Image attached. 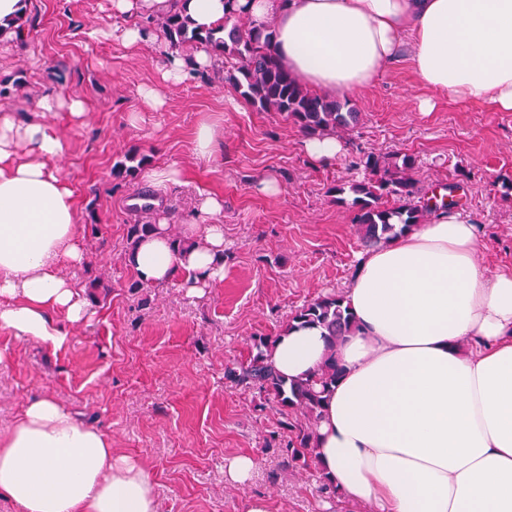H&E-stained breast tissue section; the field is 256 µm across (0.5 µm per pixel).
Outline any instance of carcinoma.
<instances>
[{
  "label": "carcinoma",
  "mask_w": 512,
  "mask_h": 512,
  "mask_svg": "<svg viewBox=\"0 0 512 512\" xmlns=\"http://www.w3.org/2000/svg\"><path fill=\"white\" fill-rule=\"evenodd\" d=\"M164 38L173 48L193 44L224 57V80L235 85L241 97L263 112H278L309 137L349 133L359 123L360 113L347 99L328 98L306 88L301 78L285 70L273 49V25L265 31L255 29L244 18L224 21V37L213 31H199L188 16L175 11L158 19ZM147 164V157L136 153L125 156L112 167V176L133 178ZM349 167L362 169V180H341L328 189L336 202L352 195L355 208L353 223L361 243L371 247L396 233L429 220L439 208L458 204L455 192L459 185L448 184L446 199L441 203L420 200L413 177L415 159L409 155L402 162H391L385 156L359 152ZM150 220L129 226L127 249L156 230ZM344 296L326 293L297 309L293 321L316 324L331 337V347L319 373L293 382L279 375L266 361L264 351L269 340L256 344V354L249 361L227 370L236 384L252 389L260 398L277 407L285 417L288 440L284 448L288 461L307 468L315 465L314 426L320 416L323 395L336 383L340 373L336 361V344L352 328V316L343 306Z\"/></svg>",
  "instance_id": "carcinoma-1"
}]
</instances>
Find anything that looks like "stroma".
Listing matches in <instances>:
<instances>
[{
	"label": "stroma",
	"mask_w": 512,
	"mask_h": 512,
	"mask_svg": "<svg viewBox=\"0 0 512 512\" xmlns=\"http://www.w3.org/2000/svg\"><path fill=\"white\" fill-rule=\"evenodd\" d=\"M25 17V40L0 44V113L32 115L46 94L84 105V118L64 108L44 121L64 145L62 172L90 229L86 261L72 271L90 315L57 350L0 329V434L29 399L48 395L147 465L158 512H243L252 496L267 498L270 512H371L325 498L315 470L287 464L273 438L280 414L259 408L255 391L226 370L249 360L256 340L278 336L303 304L350 287L364 248L352 208L328 189L351 177L348 161L359 151L415 157L425 196L465 173L462 207L481 228L479 260L512 266V112L444 97L419 111L425 92L405 46L378 83L352 97L360 124L342 136L336 160L318 167L304 134L244 102L223 69L163 83L160 28L149 24V41L135 49L112 40V0H27ZM151 87L161 105L143 97ZM203 125L215 137L204 158L195 149ZM131 152L152 168L180 167L181 184L157 194L168 223H194L198 192L223 197L212 221L224 227V278L203 296L174 285L133 289L127 231L140 217L124 204L148 182L112 177ZM269 177L281 193L261 191ZM94 279L101 288H90ZM242 454L255 462L243 488L224 481L225 460Z\"/></svg>",
	"instance_id": "1"
}]
</instances>
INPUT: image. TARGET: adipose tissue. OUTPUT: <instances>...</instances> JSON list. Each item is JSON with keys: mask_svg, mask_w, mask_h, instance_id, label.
<instances>
[{"mask_svg": "<svg viewBox=\"0 0 512 512\" xmlns=\"http://www.w3.org/2000/svg\"><path fill=\"white\" fill-rule=\"evenodd\" d=\"M175 6L202 30L230 11L273 21L282 65L324 96L375 85L406 43L429 93L421 111L445 96L512 112V0H112L111 36L138 46L140 18ZM63 151L46 124L0 113V328L53 349L88 315L70 275L85 251ZM166 227L135 245L138 278L203 295L224 277L223 225H187V250ZM478 245L468 213L438 210L366 251L346 291L355 328L336 346L343 373L316 423L318 465L375 512H512V267L481 264ZM326 351L323 328L296 325L266 357L293 380ZM0 494L23 512H157L145 464L50 397L0 436Z\"/></svg>", "mask_w": 512, "mask_h": 512, "instance_id": "ef3b65f1", "label": "adipose tissue"}]
</instances>
